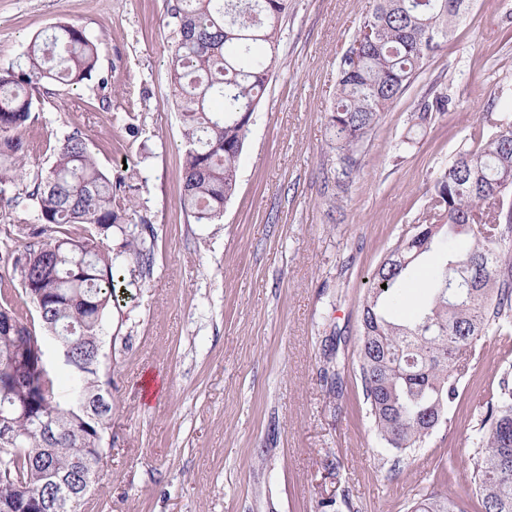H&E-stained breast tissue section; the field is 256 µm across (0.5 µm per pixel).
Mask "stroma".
<instances>
[{"mask_svg":"<svg viewBox=\"0 0 512 512\" xmlns=\"http://www.w3.org/2000/svg\"><path fill=\"white\" fill-rule=\"evenodd\" d=\"M174 3L0 0V68L62 22L99 54L96 78L45 83L10 193L46 174L57 140L75 132L105 173L127 176L129 224L153 229L150 269L125 261L105 317L112 448L82 512H408L433 491L481 512L468 435L512 351L481 341L446 420L405 453L380 446L357 360L368 279L470 128L512 108V0H470L369 135L341 196L328 117L338 61L372 0H291L236 192L212 224L181 205ZM440 85L452 105L401 147L419 99Z\"/></svg>","mask_w":512,"mask_h":512,"instance_id":"35a3bbf8","label":"stroma"}]
</instances>
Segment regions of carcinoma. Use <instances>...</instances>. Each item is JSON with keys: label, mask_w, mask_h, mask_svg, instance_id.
Here are the masks:
<instances>
[{"label": "carcinoma", "mask_w": 512, "mask_h": 512, "mask_svg": "<svg viewBox=\"0 0 512 512\" xmlns=\"http://www.w3.org/2000/svg\"><path fill=\"white\" fill-rule=\"evenodd\" d=\"M467 0H375L338 64L329 116L336 189L347 190L358 156L382 114L414 83L424 62L447 44ZM288 0H176L169 69L183 125V206L196 224H212L235 193L253 115L276 61ZM97 47L64 23L37 35L23 62L0 69V194L23 165L20 132L46 81L77 85L97 72ZM446 89L430 92L411 115L424 129L448 111ZM25 197L36 224L5 230L0 248L13 259L25 297L70 368L61 395L39 336L19 309L0 305V414L16 437L0 450V512H56L59 488H85L107 457L112 378L101 363L103 319L116 300L115 268L126 255L150 265L145 240L124 224L126 178L103 172L87 143L59 140L54 161ZM37 239L22 251L14 244ZM122 238L121 250L112 238ZM440 261L423 288L430 300L399 321L385 306L412 280L414 263ZM512 323V112H490L433 180L430 211L397 240L373 275L361 314L358 349L364 399L382 447L415 451L459 396L457 362ZM471 482L482 512H512V383L503 378L469 437ZM411 512H460L432 493Z\"/></svg>", "instance_id": "1"}]
</instances>
